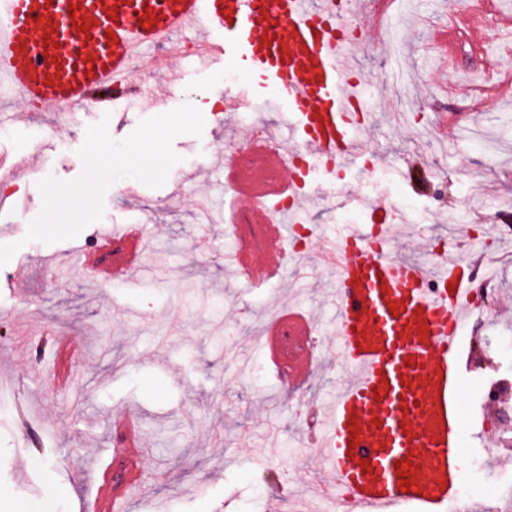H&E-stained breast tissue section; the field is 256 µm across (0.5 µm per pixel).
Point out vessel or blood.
<instances>
[{"mask_svg": "<svg viewBox=\"0 0 512 512\" xmlns=\"http://www.w3.org/2000/svg\"><path fill=\"white\" fill-rule=\"evenodd\" d=\"M486 14L483 0H469L440 29L443 47L462 28L482 26ZM335 15L336 0H0V85L39 108L79 104L92 92L122 89L142 46L192 29L200 54L235 65L242 80L260 76L284 114L245 145L264 168L224 153V183L243 201L232 224L246 239L231 261L246 282L261 288L280 276L286 222L301 201L368 211L379 230L372 245L364 225L345 224L321 245L347 381L315 424L332 475L317 494L338 512H397L403 504L448 512L466 464L459 336L480 316L468 299L476 268L490 263L441 256L427 269L391 256L393 227L383 206L336 185V167L356 165L367 151L368 120L356 77L358 41L337 31ZM273 138L298 147L269 151ZM304 158L330 162L324 181L310 182ZM283 168L287 177L267 179ZM100 243L116 282L149 249L137 224L111 225ZM431 279L437 289L428 288ZM316 334L313 320L293 310L270 318L260 342L279 384L311 376ZM401 471L409 480L398 479ZM124 480L123 496L97 502L96 512H124L139 488V457L129 458Z\"/></svg>", "mask_w": 512, "mask_h": 512, "instance_id": "b4317fda", "label": "vessel or blood"}]
</instances>
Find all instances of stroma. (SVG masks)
I'll return each mask as SVG.
<instances>
[{
    "instance_id": "stroma-1",
    "label": "stroma",
    "mask_w": 512,
    "mask_h": 512,
    "mask_svg": "<svg viewBox=\"0 0 512 512\" xmlns=\"http://www.w3.org/2000/svg\"><path fill=\"white\" fill-rule=\"evenodd\" d=\"M448 16V0H396L378 26L371 7L363 8L358 66L380 115L367 147L387 159L374 171L340 175L348 188L407 210L421 233L393 251L423 260L432 238L499 227L512 202V107L500 103L512 91V46L482 28L462 31L466 77L443 88L434 38ZM488 55L497 65L485 80ZM160 60L180 75L160 106L144 108L137 95L106 114L91 99L75 108V122L61 123L48 109L34 123L28 105L16 100L24 121L0 136V153L39 158L23 192L0 199V244L20 245L0 267V512H82L87 502L112 497L119 487L103 473L124 468L126 449L112 428L124 411L135 414L150 449L127 512H269L274 498L280 512H293L308 480L324 475L315 427L296 418L294 407L306 401L319 416L342 382L332 286L318 246L298 257L300 273L253 290L224 265L233 239L223 207L197 203L201 178L223 191L220 156L233 132L280 119L260 78L248 87L251 123L216 111L201 134L173 138L178 161L163 186L119 179L101 219L77 237L25 239L42 209L39 182L82 173L78 151L89 126L107 121L109 136L122 140L142 121L192 102L194 92L223 98V60L188 55L178 36L144 50L131 84L154 82ZM112 224L143 225L156 247L123 285L112 282L108 264L87 265ZM498 271L500 306L459 342L469 452L496 438V413L484 399L495 371L484 342L512 338V262ZM284 301L320 329L321 363L299 389L268 375L260 346L264 322ZM60 338L70 339L72 354L55 356ZM60 367L71 371L72 387L57 383ZM481 465V481L495 493L476 494L470 512H512V455L486 454Z\"/></svg>"
}]
</instances>
